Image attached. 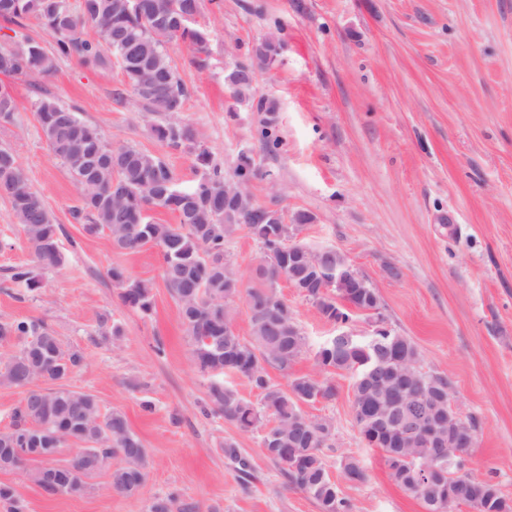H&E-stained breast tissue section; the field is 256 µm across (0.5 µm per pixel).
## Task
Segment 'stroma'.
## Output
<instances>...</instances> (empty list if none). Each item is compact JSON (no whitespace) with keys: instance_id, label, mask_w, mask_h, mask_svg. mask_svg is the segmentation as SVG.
Masks as SVG:
<instances>
[{"instance_id":"stroma-1","label":"stroma","mask_w":512,"mask_h":512,"mask_svg":"<svg viewBox=\"0 0 512 512\" xmlns=\"http://www.w3.org/2000/svg\"><path fill=\"white\" fill-rule=\"evenodd\" d=\"M195 23L210 33L205 65L177 42L167 53L188 91L181 117L197 143L228 175L240 153L251 154L261 174L248 190L258 204L314 215L302 240L343 251L380 296L378 316L351 314L349 330L369 334L383 317L416 344L425 369L451 378L455 412L478 421L473 474L512 499V0H200ZM270 35L282 51L254 85L277 107L271 151L258 138L262 113L236 103L224 80L231 57L245 59ZM1 85L16 112L0 125V148L60 224L64 263L42 274L39 292L10 281L32 247L0 197V322L41 319L82 352L68 387L125 415L150 473L133 497L112 491L104 472L78 497L48 495L19 470H0V485L14 488L26 512H147L172 491L195 512H319L265 456L262 429L242 432L205 413L210 379L188 359L159 250L116 251L107 234L86 235L72 219L78 191L42 135L35 102L47 93L113 145L162 157L184 186L200 175L194 155L155 139V114L118 67L65 59L50 78L0 74ZM115 265L152 286L151 314L123 303L108 276ZM278 291L307 340L291 371L316 374L315 353L337 328L299 289L283 281ZM102 315L123 336L103 335ZM328 378L335 398L303 410L333 424L326 460L351 512H426L359 433L350 376ZM228 440L249 461V478L225 458ZM347 457L364 465L366 483L343 481Z\"/></svg>"}]
</instances>
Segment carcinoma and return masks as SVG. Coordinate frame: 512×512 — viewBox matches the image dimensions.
<instances>
[{"label":"carcinoma","instance_id":"1","mask_svg":"<svg viewBox=\"0 0 512 512\" xmlns=\"http://www.w3.org/2000/svg\"><path fill=\"white\" fill-rule=\"evenodd\" d=\"M199 0H0V18L15 26L10 43L0 45V74L49 77L61 59H77L88 66L117 65L136 97L149 111L165 113L152 133L162 145L195 155L199 178L189 187L178 184L175 174L161 157L132 145L112 146L98 129L78 113L48 98L35 104L39 125L52 153L64 164L79 190V205L72 218L89 235L107 233L112 248L133 253L146 245L158 248L163 260L166 288L177 301L183 333L190 346L189 359L211 378L207 396L215 414L243 432L268 420L261 439L265 455L282 466L288 480L313 498L320 512H350L336 481L328 471L325 451L333 449L325 430L328 419L312 420L302 405L318 398L332 400L336 385L312 375L295 376L292 365L304 352L307 341L293 311L278 292L284 279L304 284L315 278L307 267H297L293 276L280 273L288 256V239L296 229L314 222L307 211L291 218L280 215L275 223L263 219L273 213L248 216L224 202V182L249 183L259 175L252 156L242 153L231 177L214 161L212 152L199 146L190 124L177 114L183 111L187 89L167 54V45L179 41L198 63L209 55L207 30L183 24V15L196 14ZM35 20L53 38V51L26 33V21ZM91 26L101 35L95 42L85 34ZM281 44L266 37L251 48L262 66L270 68L280 55ZM244 62L234 63L225 82L239 104L254 101L255 89L247 78ZM265 113L261 141L266 149L274 143L272 129L276 104L261 99ZM15 101L0 90V123L15 119ZM0 195L12 207L33 250V266L11 269L13 282L35 292L42 288L33 268L51 271L60 267L64 255L59 245L61 226L54 222L43 198L31 187L16 157L0 149ZM164 209L176 214L178 223L159 224L149 212ZM243 229L262 248L254 270L253 285L245 288L226 255V243ZM122 289V301L143 314L154 308L152 287L131 278L120 266L108 272ZM246 297L250 340L241 338L233 326L234 306ZM305 297L328 321L349 318L336 300L309 288ZM356 307L379 308L373 288H362L350 296ZM10 336L17 351L0 366V382L22 387L25 395L12 409L10 426L0 432V448H13L7 460L0 457V470H24L39 460L54 464V456L66 444L74 453L58 470L56 486L44 491L53 496H81L91 487L89 480L109 471L110 486L128 497L137 495L148 477V455L122 412L102 410L88 393L66 386L80 367V351L64 346L48 324L25 318L0 323V337ZM402 361L411 370L407 388L417 398L439 388L420 366V353L407 337L383 331L373 341L346 346L322 343L315 354L316 365L352 376L353 403L360 408V432L364 441L379 449L391 478L432 512L439 497L453 494L474 512H512L491 480L471 484L448 474L461 469L448 464L443 453L436 469L421 476L426 465L424 446L418 441L394 442L379 438L380 423L374 418L372 396L366 377L375 365L393 366ZM274 366L287 377L284 385L272 382L266 366ZM226 374L245 379L261 395L254 405L221 380ZM0 501L10 512H24V504L10 486H0ZM149 512H194L176 493L156 498Z\"/></svg>","mask_w":512,"mask_h":512}]
</instances>
